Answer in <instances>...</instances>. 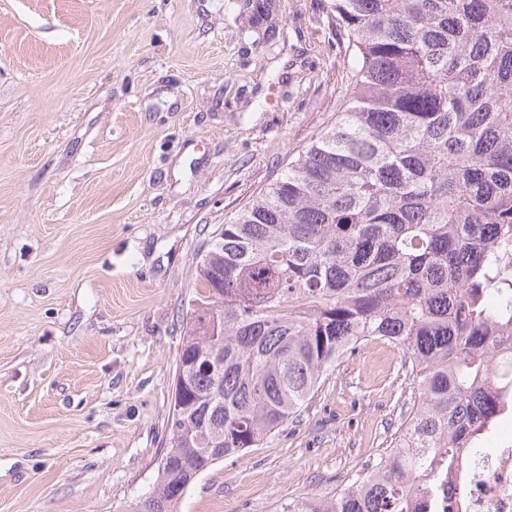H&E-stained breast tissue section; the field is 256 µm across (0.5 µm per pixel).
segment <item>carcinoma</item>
Segmentation results:
<instances>
[{
	"mask_svg": "<svg viewBox=\"0 0 512 512\" xmlns=\"http://www.w3.org/2000/svg\"><path fill=\"white\" fill-rule=\"evenodd\" d=\"M350 92L195 266L153 490L258 448L368 341L417 396L387 448L288 512H428L512 393V0H331Z\"/></svg>",
	"mask_w": 512,
	"mask_h": 512,
	"instance_id": "1",
	"label": "carcinoma"
}]
</instances>
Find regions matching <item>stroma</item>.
Instances as JSON below:
<instances>
[{
    "label": "stroma",
    "instance_id": "stroma-1",
    "mask_svg": "<svg viewBox=\"0 0 512 512\" xmlns=\"http://www.w3.org/2000/svg\"><path fill=\"white\" fill-rule=\"evenodd\" d=\"M328 4L0 0V512H126L152 491L196 254L346 99ZM413 393L366 343L178 512L335 494Z\"/></svg>",
    "mask_w": 512,
    "mask_h": 512
}]
</instances>
